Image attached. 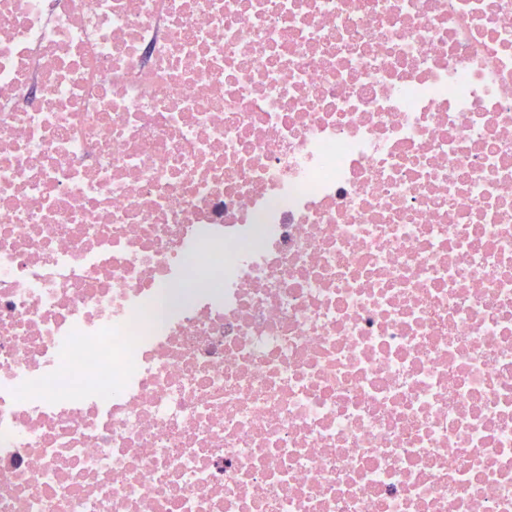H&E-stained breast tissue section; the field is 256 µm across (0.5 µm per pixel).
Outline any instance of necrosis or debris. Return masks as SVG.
Listing matches in <instances>:
<instances>
[{
	"label": "necrosis or debris",
	"mask_w": 512,
	"mask_h": 512,
	"mask_svg": "<svg viewBox=\"0 0 512 512\" xmlns=\"http://www.w3.org/2000/svg\"><path fill=\"white\" fill-rule=\"evenodd\" d=\"M0 512H512V0H0Z\"/></svg>",
	"instance_id": "obj_1"
}]
</instances>
